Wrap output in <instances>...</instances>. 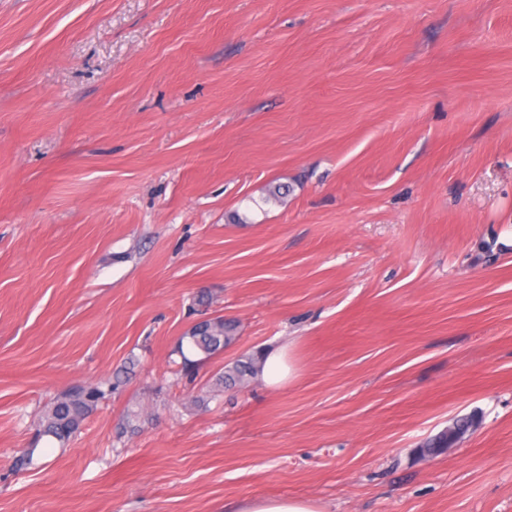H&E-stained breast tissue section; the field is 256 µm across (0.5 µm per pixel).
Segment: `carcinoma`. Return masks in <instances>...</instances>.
<instances>
[{
  "instance_id": "carcinoma-1",
  "label": "carcinoma",
  "mask_w": 512,
  "mask_h": 512,
  "mask_svg": "<svg viewBox=\"0 0 512 512\" xmlns=\"http://www.w3.org/2000/svg\"><path fill=\"white\" fill-rule=\"evenodd\" d=\"M239 339V322L233 318L217 316L199 321L181 337L179 353L183 359V369L187 372L198 364L189 355L209 359L236 343ZM263 354L242 356L224 366L215 385L221 389L239 388L255 378L260 371ZM118 382L103 380L96 384L76 386L53 402L37 427V438L48 437L63 445L81 429L86 418L94 411L100 401L112 394ZM475 425L474 417L456 420L448 431L429 439L424 444V452L437 455L453 447Z\"/></svg>"
}]
</instances>
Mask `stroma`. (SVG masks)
Returning <instances> with one entry per match:
<instances>
[{"instance_id": "stroma-1", "label": "stroma", "mask_w": 512, "mask_h": 512, "mask_svg": "<svg viewBox=\"0 0 512 512\" xmlns=\"http://www.w3.org/2000/svg\"><path fill=\"white\" fill-rule=\"evenodd\" d=\"M269 497L512 512V0H0V512ZM239 322L233 318L217 316L199 321L181 337L179 353L183 359V369L191 372L199 361L224 352V349L239 339ZM184 342L190 354L202 356L199 360L190 359L184 352ZM292 376L285 348L270 350L265 354L259 379L271 387L283 386ZM263 356L261 353L241 356L231 364L225 365L224 371L215 379V385L222 391L242 387L258 375ZM118 383L116 377L115 382L103 380L80 385L58 396L39 422L37 438L48 437L64 445L80 431L99 402L115 391ZM475 425V418L465 417L456 420L453 427L441 432L429 439L423 446L424 452L428 455H437L443 453L448 448H452L457 441L462 439Z\"/></svg>"}]
</instances>
